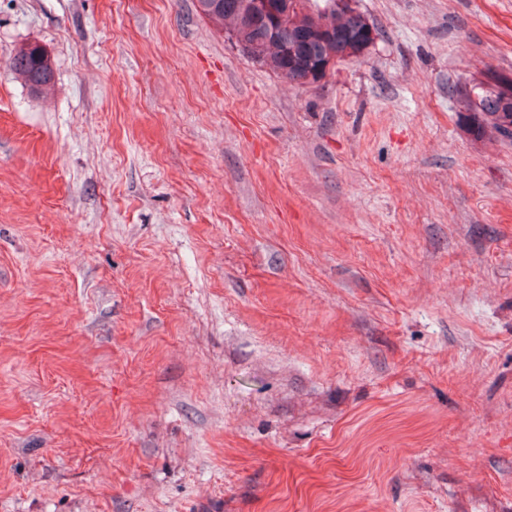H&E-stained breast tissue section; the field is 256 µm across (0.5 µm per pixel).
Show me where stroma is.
Listing matches in <instances>:
<instances>
[{
    "label": "stroma",
    "mask_w": 512,
    "mask_h": 512,
    "mask_svg": "<svg viewBox=\"0 0 512 512\" xmlns=\"http://www.w3.org/2000/svg\"><path fill=\"white\" fill-rule=\"evenodd\" d=\"M195 2L0 0V512H512V0L310 86ZM10 70L34 92L46 89L54 79L50 56L37 44H26L9 58ZM496 78L502 80L501 85L488 84L487 88L479 85L465 90L464 96L468 99L472 127L477 134L490 133L503 141L512 142V79ZM476 88L479 89L477 93Z\"/></svg>",
    "instance_id": "35a3bbf8"
}]
</instances>
